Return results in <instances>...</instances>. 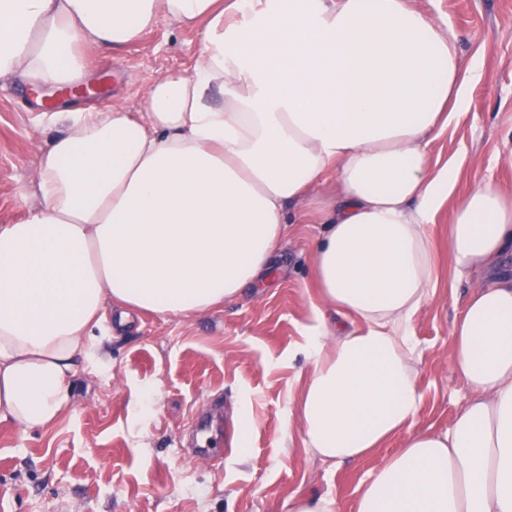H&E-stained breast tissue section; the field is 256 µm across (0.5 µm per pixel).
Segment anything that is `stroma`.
<instances>
[{"mask_svg": "<svg viewBox=\"0 0 512 512\" xmlns=\"http://www.w3.org/2000/svg\"><path fill=\"white\" fill-rule=\"evenodd\" d=\"M414 4L455 31L462 71L481 73L448 129L432 134V160L468 157L456 194L486 179L512 189V0ZM198 58L197 31L160 19L120 51H86L88 82L104 92L78 104L139 111L152 81L191 72ZM68 103L54 87L0 83V225L36 204L33 174L64 132L51 115ZM452 210L445 203L428 225L439 280L413 325L424 394L417 431L448 427L468 396L449 361V327L467 290L448 258ZM320 231L312 217L293 225L274 275L208 312L135 315L104 343L105 367L78 372L73 406L51 428L25 433L1 421L0 512H288L289 498L305 493L331 494L339 512H355L364 481L403 440L332 467L307 453L288 424V393L310 368V253ZM213 411L230 431L250 423L246 458L221 448L209 463L193 457L187 440Z\"/></svg>", "mask_w": 512, "mask_h": 512, "instance_id": "stroma-1", "label": "stroma"}]
</instances>
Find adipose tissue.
<instances>
[{"mask_svg":"<svg viewBox=\"0 0 512 512\" xmlns=\"http://www.w3.org/2000/svg\"><path fill=\"white\" fill-rule=\"evenodd\" d=\"M163 17L199 29L193 72L155 79L137 112L56 113L38 203L0 225V421L55 424L79 366L133 315L200 314L268 277L303 203L323 226L313 309L343 318L306 335L291 396L306 451L338 466L405 434L355 512H512V190L454 198L458 164L428 155L480 79L453 30L411 0H0V79L75 83L84 48L122 49ZM331 177L336 202L319 206ZM450 199L468 283L450 362L470 396L450 427L416 433L412 326L438 284L426 228Z\"/></svg>","mask_w":512,"mask_h":512,"instance_id":"adipose-tissue-1","label":"adipose tissue"}]
</instances>
